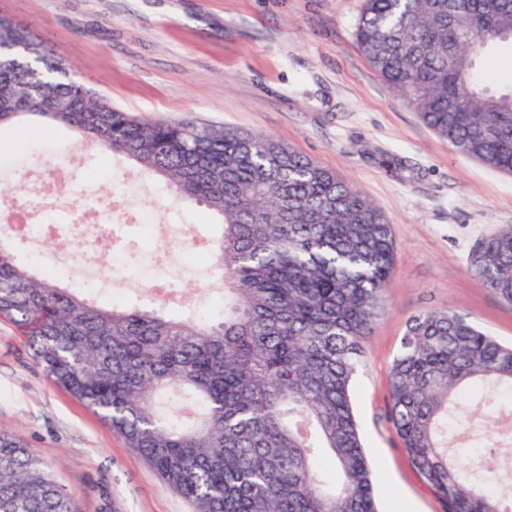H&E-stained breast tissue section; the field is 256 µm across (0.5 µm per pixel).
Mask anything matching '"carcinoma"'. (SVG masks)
<instances>
[{
    "instance_id": "cac0c4a2",
    "label": "carcinoma",
    "mask_w": 512,
    "mask_h": 512,
    "mask_svg": "<svg viewBox=\"0 0 512 512\" xmlns=\"http://www.w3.org/2000/svg\"><path fill=\"white\" fill-rule=\"evenodd\" d=\"M355 37L376 72L460 153L512 174V78H475L512 41V0H364ZM0 130L66 126L218 221L197 249L221 272L223 319L101 304L21 264L0 243V318L45 374L100 414L198 512H377L375 476L351 381L396 267L391 224L362 192L263 134L191 120L147 121L70 77V65L0 17ZM67 108L58 110V102ZM470 269L512 303V225L482 238ZM390 421L413 469L447 512H508L454 445L449 423L476 413L512 445V346L452 310L411 317L389 374ZM191 395V420L158 395ZM0 512H78L40 456L0 433Z\"/></svg>"
}]
</instances>
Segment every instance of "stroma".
Listing matches in <instances>:
<instances>
[{
	"label": "stroma",
	"mask_w": 512,
	"mask_h": 512,
	"mask_svg": "<svg viewBox=\"0 0 512 512\" xmlns=\"http://www.w3.org/2000/svg\"><path fill=\"white\" fill-rule=\"evenodd\" d=\"M362 0H0V15L28 29L71 66L75 80L146 120L190 118L270 135L368 196L393 226L395 278L362 342L352 398L378 508L402 499L414 512H445L415 473L389 421V372L409 318L452 309L505 345L512 305L469 270L473 246L512 224V176L485 168L428 128L373 69L354 37ZM55 170L51 214L84 205L78 182L115 210L148 215L170 236L211 235L208 214L178 200L126 160L79 142L65 127L0 133V179L23 184ZM38 267L63 262V281L95 278L103 302L138 304L146 285L117 279L103 252L83 241L43 239L18 248ZM171 282L193 294L196 313L219 319L209 264L174 255ZM0 432L20 435L52 467L79 512H197L125 437L48 378L23 335L0 319Z\"/></svg>",
	"instance_id": "obj_1"
}]
</instances>
